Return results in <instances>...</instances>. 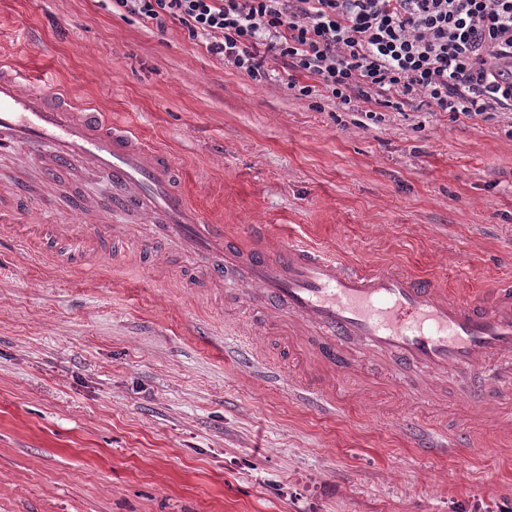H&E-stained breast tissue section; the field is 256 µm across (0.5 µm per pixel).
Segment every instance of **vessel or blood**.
I'll list each match as a JSON object with an SVG mask.
<instances>
[{
  "mask_svg": "<svg viewBox=\"0 0 512 512\" xmlns=\"http://www.w3.org/2000/svg\"><path fill=\"white\" fill-rule=\"evenodd\" d=\"M50 156H43L44 145ZM24 153L50 171L81 160L104 171L114 206L152 220L160 241L205 261L210 275L233 283L235 299L259 297L269 322H287L303 339L310 382L297 398L332 413L340 406L358 356L384 359L401 396L436 400L427 376L452 377L470 414L490 415L512 391V281L490 295L462 294L397 267L368 268L295 241L254 250L211 223L180 187V173L159 147L103 113L78 106L62 90L35 86L15 64L0 61V154ZM123 229L98 224L77 241L93 245L99 266ZM254 375L275 385L278 366L244 348Z\"/></svg>",
  "mask_w": 512,
  "mask_h": 512,
  "instance_id": "1",
  "label": "vessel or blood"
}]
</instances>
